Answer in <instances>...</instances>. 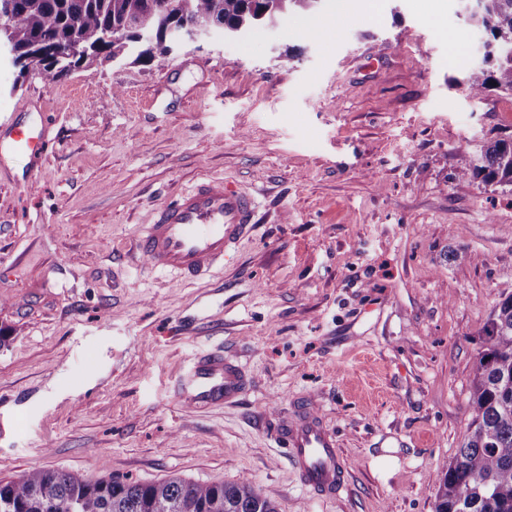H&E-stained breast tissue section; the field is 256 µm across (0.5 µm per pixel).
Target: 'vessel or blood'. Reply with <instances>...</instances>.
<instances>
[{
    "label": "vessel or blood",
    "mask_w": 512,
    "mask_h": 512,
    "mask_svg": "<svg viewBox=\"0 0 512 512\" xmlns=\"http://www.w3.org/2000/svg\"><path fill=\"white\" fill-rule=\"evenodd\" d=\"M49 144L48 124L15 113L1 119L0 169L17 155L39 159ZM257 207L254 193L201 177L153 213L137 250L152 270L197 281L229 260L254 224ZM247 390L244 368L218 347L199 352L176 382L179 403L199 411L237 403ZM277 442L303 488L324 500L345 491L348 463L334 429L311 404L297 403L292 417L281 423Z\"/></svg>",
    "instance_id": "vessel-or-blood-1"
}]
</instances>
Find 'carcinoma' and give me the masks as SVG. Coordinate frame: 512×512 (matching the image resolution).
I'll list each match as a JSON object with an SVG mask.
<instances>
[{"instance_id":"cac0c4a2","label":"carcinoma","mask_w":512,"mask_h":512,"mask_svg":"<svg viewBox=\"0 0 512 512\" xmlns=\"http://www.w3.org/2000/svg\"><path fill=\"white\" fill-rule=\"evenodd\" d=\"M320 0H0V47L20 71L53 82L76 68L131 57L148 68L169 61L181 31L202 21L240 35L283 16L311 13ZM487 35L484 65L467 78L469 95L512 93V0H473ZM457 176L512 186V137L463 151ZM466 435L438 476L434 512H512V294L492 308L480 332ZM0 512H277L252 485L180 478L141 483L91 480L34 470L0 479Z\"/></svg>"}]
</instances>
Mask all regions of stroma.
I'll use <instances>...</instances> for the list:
<instances>
[{"label": "stroma", "instance_id": "obj_1", "mask_svg": "<svg viewBox=\"0 0 512 512\" xmlns=\"http://www.w3.org/2000/svg\"><path fill=\"white\" fill-rule=\"evenodd\" d=\"M372 3L213 29L161 70L49 82L0 59V114L37 101L52 136L0 170V479L246 481L278 512H433L480 330L512 293V187L457 178L459 150L512 135V94L469 95L483 33L460 0ZM202 176L256 192L259 222L185 283L134 243ZM208 347L252 387L179 407ZM300 396L350 464L332 501L273 441Z\"/></svg>", "mask_w": 512, "mask_h": 512}]
</instances>
